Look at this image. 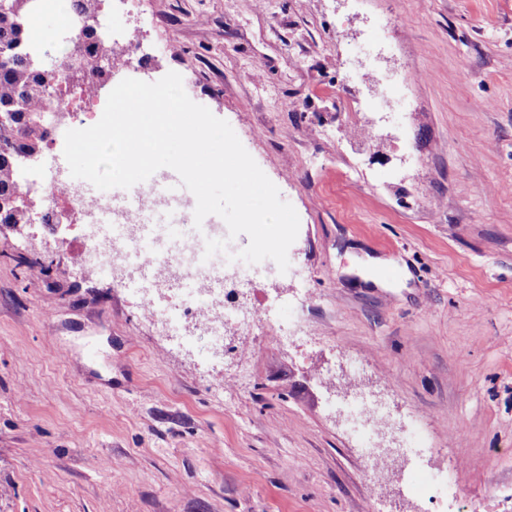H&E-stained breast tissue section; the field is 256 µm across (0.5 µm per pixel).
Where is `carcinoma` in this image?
<instances>
[{
    "mask_svg": "<svg viewBox=\"0 0 512 512\" xmlns=\"http://www.w3.org/2000/svg\"><path fill=\"white\" fill-rule=\"evenodd\" d=\"M100 0H72V12L86 20L70 40L77 53L62 62L76 67L84 86L102 88L112 72L109 61L94 65L101 55L97 8ZM36 0H0V114L11 117L0 122V224H27L18 182L19 155L35 152L50 138L47 124L49 97L57 91L61 77L38 62L31 46L30 19Z\"/></svg>",
    "mask_w": 512,
    "mask_h": 512,
    "instance_id": "cac0c4a2",
    "label": "carcinoma"
}]
</instances>
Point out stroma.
I'll use <instances>...</instances> for the list:
<instances>
[{"label":"stroma","mask_w":512,"mask_h":512,"mask_svg":"<svg viewBox=\"0 0 512 512\" xmlns=\"http://www.w3.org/2000/svg\"><path fill=\"white\" fill-rule=\"evenodd\" d=\"M116 20L138 79L179 73L295 208L254 288L308 332L203 368L74 267L80 222L0 226V512H512V0H102ZM342 351L383 446L420 431L386 478L315 373ZM434 473L461 496H416Z\"/></svg>","instance_id":"1"}]
</instances>
